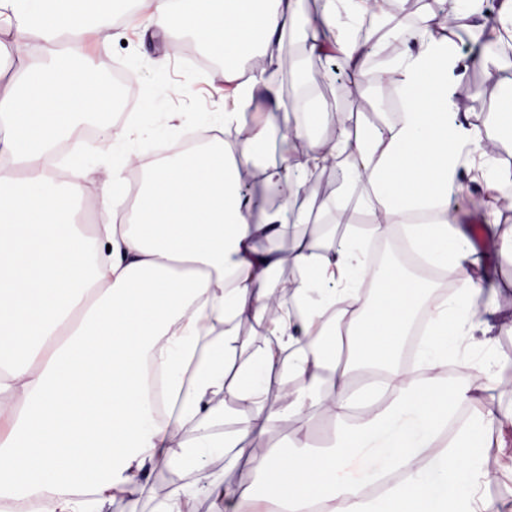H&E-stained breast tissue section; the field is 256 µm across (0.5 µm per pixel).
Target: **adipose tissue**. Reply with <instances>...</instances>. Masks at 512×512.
Segmentation results:
<instances>
[{
	"label": "adipose tissue",
	"instance_id": "adipose-tissue-1",
	"mask_svg": "<svg viewBox=\"0 0 512 512\" xmlns=\"http://www.w3.org/2000/svg\"><path fill=\"white\" fill-rule=\"evenodd\" d=\"M147 2L150 23L222 61L232 91L207 142L148 164L130 155L106 172L100 213L114 221L89 234L74 222L81 186L50 159L112 108L83 36L107 44L114 0H0V512H107L146 492L142 477L159 464L193 466L195 478L159 496L155 512H193L200 496L215 512H501L481 467L499 414L448 425L508 364L460 361L454 381L443 374L458 342L493 332L479 311L470 228L451 200L463 173L490 194L507 177L485 148L489 132L461 110L457 84L474 65L512 85L494 57H461L453 22L468 18L500 41L512 36V0L492 16L487 0H447L451 26L425 17L416 28L403 0H323L308 53L344 59L352 84L374 78L397 91L403 111L379 127L337 120L320 141L309 128L321 111L310 107L307 126L288 128L286 166L265 175L288 188L276 209L245 193L243 176L291 107L278 102L248 122L243 105L271 81L267 66L245 76L238 63L273 58L294 26V0ZM367 15L386 21L381 40L357 37ZM400 38L403 53L374 70L382 41ZM336 158L341 215L361 217L380 240L403 227L457 282L454 292L440 300L400 266L368 267L353 233L323 247L295 234L287 256L258 249L307 223L293 202L313 169ZM129 169L141 172L134 191ZM288 262L297 275L283 284L277 272ZM283 290L296 309L271 311ZM245 320L261 336L249 352ZM419 320L425 340L409 367L401 347ZM231 400L245 414L214 430ZM311 411L336 421L331 449L314 448L305 428L290 450L262 449L274 429ZM189 423L197 433L186 442ZM216 448L225 473L249 464L260 485L211 472ZM371 451L379 462L364 479L339 477L344 461Z\"/></svg>",
	"mask_w": 512,
	"mask_h": 512
}]
</instances>
